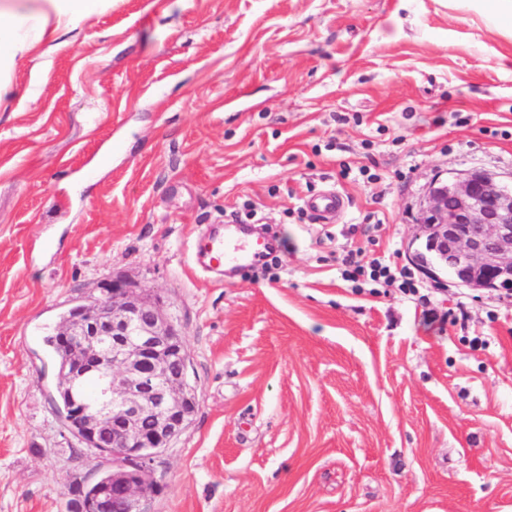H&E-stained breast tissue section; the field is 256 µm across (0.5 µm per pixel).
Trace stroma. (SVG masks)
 <instances>
[{
    "instance_id": "1",
    "label": "stroma",
    "mask_w": 512,
    "mask_h": 512,
    "mask_svg": "<svg viewBox=\"0 0 512 512\" xmlns=\"http://www.w3.org/2000/svg\"><path fill=\"white\" fill-rule=\"evenodd\" d=\"M512 39L448 0H112L0 100V512L112 459L44 339L103 281L160 298L199 399L142 512H512V294L416 268L434 179L512 178ZM333 189L338 222L307 200ZM261 218L276 258L201 272ZM362 250L412 291L342 276ZM242 235L243 237L240 234L224 235L219 224L201 232L192 244L193 261L208 271L223 275L224 266L256 257L270 248L266 241L260 239L248 244L245 241L247 235Z\"/></svg>"
}]
</instances>
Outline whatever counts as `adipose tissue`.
I'll use <instances>...</instances> for the list:
<instances>
[{"label":"adipose tissue","instance_id":"obj_1","mask_svg":"<svg viewBox=\"0 0 512 512\" xmlns=\"http://www.w3.org/2000/svg\"><path fill=\"white\" fill-rule=\"evenodd\" d=\"M110 0H0V58L15 61Z\"/></svg>","mask_w":512,"mask_h":512}]
</instances>
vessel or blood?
I'll return each mask as SVG.
<instances>
[{"label": "vessel or blood", "mask_w": 512, "mask_h": 512, "mask_svg": "<svg viewBox=\"0 0 512 512\" xmlns=\"http://www.w3.org/2000/svg\"><path fill=\"white\" fill-rule=\"evenodd\" d=\"M341 206V196L332 191L321 193L308 202L309 209L320 216L337 212ZM268 248L266 241L257 239L248 244L242 236L224 233L221 227L215 226L194 239L192 258L198 266L220 274L228 264L260 255Z\"/></svg>", "instance_id": "1"}]
</instances>
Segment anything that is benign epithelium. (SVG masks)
<instances>
[{
    "label": "benign epithelium",
    "instance_id": "obj_1",
    "mask_svg": "<svg viewBox=\"0 0 512 512\" xmlns=\"http://www.w3.org/2000/svg\"><path fill=\"white\" fill-rule=\"evenodd\" d=\"M422 219L407 247L413 264L448 273L472 290L512 288V184L484 170L433 180L421 204ZM58 334L72 349L66 381L81 387L101 382L89 403L70 406L89 444L112 432V471L122 494L111 502L102 491L98 512H140L141 486L126 479L133 470L147 479L146 460L187 426L198 399L186 379L183 336L161 300L143 297L119 278L101 297L64 322Z\"/></svg>",
    "mask_w": 512,
    "mask_h": 512
}]
</instances>
